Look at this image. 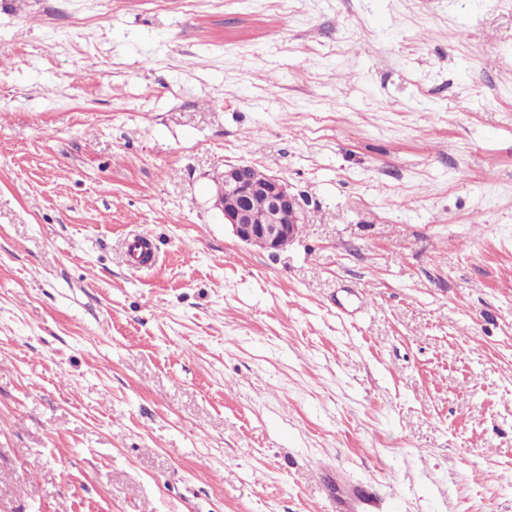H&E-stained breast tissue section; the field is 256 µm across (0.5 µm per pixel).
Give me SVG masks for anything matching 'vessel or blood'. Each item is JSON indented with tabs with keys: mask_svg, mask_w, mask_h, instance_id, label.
<instances>
[{
	"mask_svg": "<svg viewBox=\"0 0 512 512\" xmlns=\"http://www.w3.org/2000/svg\"><path fill=\"white\" fill-rule=\"evenodd\" d=\"M327 512H394L395 505L371 484L349 480L337 469L321 471Z\"/></svg>",
	"mask_w": 512,
	"mask_h": 512,
	"instance_id": "b4317fda",
	"label": "vessel or blood"
}]
</instances>
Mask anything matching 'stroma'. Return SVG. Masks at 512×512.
<instances>
[{"label":"stroma","mask_w":512,"mask_h":512,"mask_svg":"<svg viewBox=\"0 0 512 512\" xmlns=\"http://www.w3.org/2000/svg\"><path fill=\"white\" fill-rule=\"evenodd\" d=\"M320 459L512 512V0H0V512H324ZM255 195L263 196L268 202L265 224H254L246 209L247 200ZM214 205L240 241L270 252L285 249L296 237V225L289 224L292 222L290 214L282 215L285 224L279 222L278 216L283 210L294 212L297 224H303L299 199L288 185L250 164L225 165ZM126 252L135 261L133 264L145 266L152 263V252L144 235H136L128 240Z\"/></svg>","instance_id":"1"}]
</instances>
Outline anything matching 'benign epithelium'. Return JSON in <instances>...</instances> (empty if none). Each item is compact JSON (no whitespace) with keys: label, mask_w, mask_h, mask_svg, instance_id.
<instances>
[{"label":"benign epithelium","mask_w":512,"mask_h":512,"mask_svg":"<svg viewBox=\"0 0 512 512\" xmlns=\"http://www.w3.org/2000/svg\"><path fill=\"white\" fill-rule=\"evenodd\" d=\"M255 195L264 197L268 202L267 219L263 224L254 223L246 209L247 200ZM215 207L240 241L270 252L283 250L295 240L296 224L280 223L278 216L282 211L294 212L297 224L302 223L299 199L288 185L281 178L250 164L224 166Z\"/></svg>","instance_id":"7a95c632"}]
</instances>
